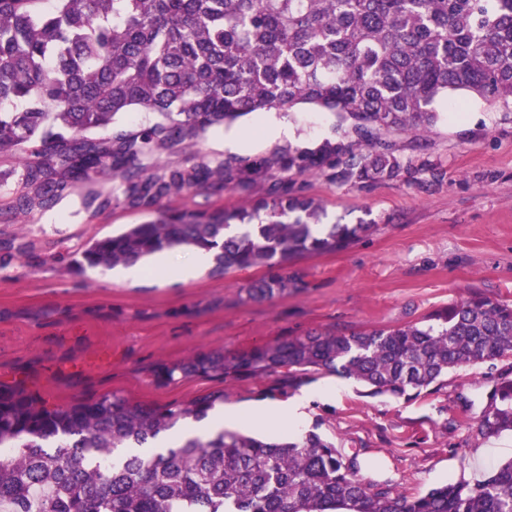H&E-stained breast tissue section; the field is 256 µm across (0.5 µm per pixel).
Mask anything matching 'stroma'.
I'll return each mask as SVG.
<instances>
[{
    "label": "stroma",
    "instance_id": "35a3bbf8",
    "mask_svg": "<svg viewBox=\"0 0 512 512\" xmlns=\"http://www.w3.org/2000/svg\"><path fill=\"white\" fill-rule=\"evenodd\" d=\"M465 104L454 112L451 101ZM431 130L380 132L402 162L397 177L359 183L330 173H289L288 184L324 208L322 222L369 224L345 250L304 255L283 273L287 294L249 300L245 286L266 277L254 267L186 283L147 273L108 280L77 266L82 246L142 220L114 205L79 209L86 188L68 186L55 207L23 216L14 201L22 155L0 153V384H19L49 403L69 406L106 395L150 405H184L223 392L228 406L285 403L300 391L339 385L307 408L305 430L342 453H359L364 477L389 480L412 495L460 480L482 479L512 458V434L474 439L487 409L490 377L512 379V357L493 368L450 372L436 391L405 399L367 396L353 380L325 372L273 374L225 382L204 376L156 378L163 364L201 351L234 353L310 332L351 334L420 322L431 311L475 294L512 303V112L453 93ZM258 114L232 127L249 133L247 159L281 149L316 148L349 128L335 113L300 106L286 116L288 136L268 137ZM266 184L205 186L166 198L164 209L248 208Z\"/></svg>",
    "mask_w": 512,
    "mask_h": 512
}]
</instances>
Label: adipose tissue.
I'll return each mask as SVG.
<instances>
[{
    "label": "adipose tissue",
    "instance_id": "adipose-tissue-1",
    "mask_svg": "<svg viewBox=\"0 0 512 512\" xmlns=\"http://www.w3.org/2000/svg\"><path fill=\"white\" fill-rule=\"evenodd\" d=\"M308 396H300L293 401L263 407L240 408L226 407L224 412L211 415L193 429L194 434L206 435L219 431L225 426H235L243 422L259 425H279L288 427L291 431H299L305 418V409L308 405Z\"/></svg>",
    "mask_w": 512,
    "mask_h": 512
}]
</instances>
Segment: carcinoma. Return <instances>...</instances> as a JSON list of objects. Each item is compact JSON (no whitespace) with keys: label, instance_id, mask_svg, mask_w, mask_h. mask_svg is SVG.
<instances>
[{"label":"carcinoma","instance_id":"cac0c4a2","mask_svg":"<svg viewBox=\"0 0 512 512\" xmlns=\"http://www.w3.org/2000/svg\"><path fill=\"white\" fill-rule=\"evenodd\" d=\"M0 0V153H26L16 199L23 215L52 209L71 184L110 177L90 191L97 214L122 204L150 219L94 238L91 267L131 265L174 246L218 250L215 272L281 268L303 254L350 246L369 224L318 233L322 208L275 173L339 170L345 180L392 179L387 148L354 151L381 130H427L436 103L456 91L512 112V0ZM309 105L351 120L354 141L324 140L248 160H189L207 129L252 112ZM149 112L109 138L88 133L119 114ZM269 183L250 209L175 212L171 196L209 183ZM276 273L250 284L252 299L288 292ZM512 357V304L471 296L420 323L349 336L310 333L226 355L202 352L156 376L262 378L322 370L370 395L402 397L444 385L449 372ZM474 436L512 432V380L491 385ZM224 393L185 406L103 396L50 407L20 387H0V512H512V459L483 479L408 496L361 476L310 431L259 439L221 430L163 452L152 441L200 421Z\"/></svg>","mask_w":512,"mask_h":512}]
</instances>
